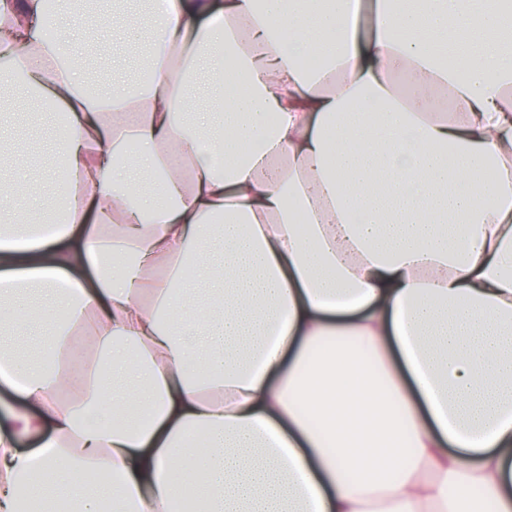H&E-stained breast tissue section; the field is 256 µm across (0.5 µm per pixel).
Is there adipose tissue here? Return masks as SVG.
<instances>
[{"mask_svg":"<svg viewBox=\"0 0 512 512\" xmlns=\"http://www.w3.org/2000/svg\"><path fill=\"white\" fill-rule=\"evenodd\" d=\"M358 8L169 0L102 98L40 37L74 0H0V98L69 118L57 194L0 198V301L49 334L42 366L0 336V512H170L187 474L197 512H512V0H376L363 41Z\"/></svg>","mask_w":512,"mask_h":512,"instance_id":"obj_1","label":"adipose tissue"}]
</instances>
